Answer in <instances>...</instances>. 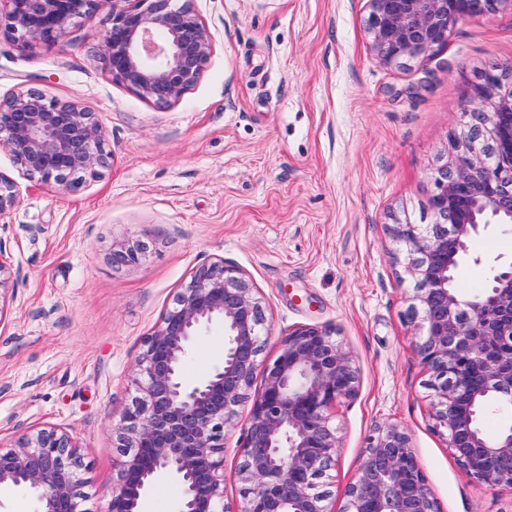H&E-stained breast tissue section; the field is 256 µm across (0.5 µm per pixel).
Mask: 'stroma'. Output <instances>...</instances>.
I'll return each mask as SVG.
<instances>
[{
	"label": "stroma",
	"instance_id": "1",
	"mask_svg": "<svg viewBox=\"0 0 512 512\" xmlns=\"http://www.w3.org/2000/svg\"><path fill=\"white\" fill-rule=\"evenodd\" d=\"M213 53L182 99L158 106L105 72V13L58 43L0 38V100L38 88L80 102L105 128L112 161L75 193L23 175L0 150L18 201L0 214V445L50 425L81 448L84 512H106L121 458L113 436L136 396L143 340L203 264L252 283L270 334L260 355L303 325L330 329L358 371L337 403L340 439L325 478L330 512L370 436L405 429L439 512H512V487L469 477L430 417L429 374L408 323L414 281L391 224L432 223L431 169L466 131L485 70L512 65V11L459 19L425 61L383 62L367 0H193ZM142 241L139 264L113 251ZM462 287L485 288L512 232L490 227ZM222 347L197 340L183 366L202 378ZM249 408L224 439V508L240 512Z\"/></svg>",
	"mask_w": 512,
	"mask_h": 512
}]
</instances>
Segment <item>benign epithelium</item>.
Masks as SVG:
<instances>
[{"mask_svg":"<svg viewBox=\"0 0 512 512\" xmlns=\"http://www.w3.org/2000/svg\"><path fill=\"white\" fill-rule=\"evenodd\" d=\"M4 2L0 33L28 48L55 44L75 20L107 11L103 68L160 106L182 98L212 53L192 0ZM368 2L372 49L394 64L428 58L457 19L512 8V0ZM479 101L467 135L432 169L435 222L397 223L390 232L416 283L409 317L430 374L434 428L468 475L512 486V420L493 436L481 428L484 412L512 411V260L494 266L479 292L456 280L471 240L492 224H512V65L484 73ZM2 145L25 175L62 192L99 175L111 159L96 113L35 89L0 101ZM17 201L14 182L0 173V214ZM145 253L137 241L120 245L113 258L136 265ZM215 324L224 331L222 353L204 378L188 382L184 362ZM266 335L262 302L240 270L222 260L197 268L134 362L137 396L115 428L123 459L106 512H143L163 476L181 487L177 512H224V431L246 403L240 512H330L320 479L339 448L331 410L356 392L352 355L330 330L298 327L254 390ZM81 468L77 441L54 427L0 448V486L26 489L40 512H83ZM339 512H437L403 429L388 425L369 438Z\"/></svg>","mask_w":512,"mask_h":512,"instance_id":"1","label":"benign epithelium"}]
</instances>
